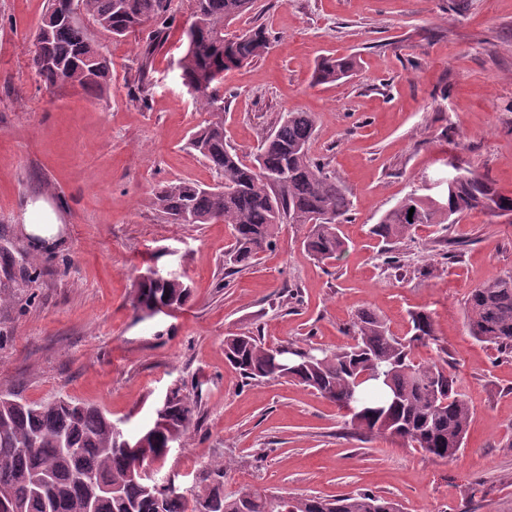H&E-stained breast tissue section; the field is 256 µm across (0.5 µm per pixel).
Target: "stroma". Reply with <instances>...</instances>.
Returning <instances> with one entry per match:
<instances>
[{"instance_id":"obj_1","label":"stroma","mask_w":512,"mask_h":512,"mask_svg":"<svg viewBox=\"0 0 512 512\" xmlns=\"http://www.w3.org/2000/svg\"><path fill=\"white\" fill-rule=\"evenodd\" d=\"M47 5L0 0V396L90 404L132 435L184 389L195 426L170 450L161 484L188 487L220 459L228 492L369 490L403 512H512V357L465 327L469 293L512 273V223L475 211L445 231L420 225L397 272L369 233L408 193L446 196L452 175L512 193V0H257L234 27L264 25L274 41L225 74L224 136L249 160L283 113H314L311 154L353 210L332 264L309 257L303 227L286 224L258 264L231 276L230 226L171 224L152 206L161 183L215 179L187 147L207 115L182 83L177 37L153 53L147 100L132 93L145 27L120 40L92 31L112 58L104 97L51 87L31 66ZM327 56L355 57L357 68L313 84ZM37 202L59 223L57 243L40 250L24 229ZM150 268L183 277L188 304L138 312L134 286ZM363 308L402 338L411 313L431 315L438 342L413 357L446 356L474 406L453 461L353 434L328 399L284 379L244 384L224 358L225 337L247 331L338 348Z\"/></svg>"}]
</instances>
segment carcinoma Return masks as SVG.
<instances>
[{
  "label": "carcinoma",
  "instance_id": "carcinoma-1",
  "mask_svg": "<svg viewBox=\"0 0 512 512\" xmlns=\"http://www.w3.org/2000/svg\"><path fill=\"white\" fill-rule=\"evenodd\" d=\"M168 2L50 0L35 36L33 68L49 86L104 95L112 60L91 41L88 25L124 38L162 17ZM193 2L191 22L182 32L186 46L179 68L182 84L208 120L192 134L188 147L208 162L219 181L163 183L153 193V206L171 224L220 220L231 225L233 241L225 262L237 269L272 248L283 224L306 227L302 245L314 259L336 260L345 249L341 224L348 221L352 204L343 184L311 156L315 117L286 113L251 164L224 139V73L262 57L272 45L262 25L228 32L255 10L256 0ZM167 37L168 31L160 29L145 46L134 88L141 99L156 45ZM354 66L351 57L326 58L312 79L333 84ZM472 211L512 214V194L500 192L486 177L463 174L442 206L411 192L371 233L387 244H400L412 239L421 224L446 228ZM190 297V286L179 278L140 277L133 306L172 311ZM465 318L475 340L512 355V274L472 290ZM411 322L413 334L402 339L380 315L362 310L345 329L351 342L343 347L288 344L296 357L290 369L279 366L275 347L251 332L225 337L224 357L247 383L287 378L316 391L347 411L355 434L399 439L449 462L465 446L474 407L448 372L447 360L414 361L413 348L436 338L428 314L417 312ZM167 400L160 427L139 431L141 446L127 448L123 430L95 406L66 399H0V512H401L398 502L370 491L330 498L251 489L226 493V468L217 459L204 464L187 495L173 481L150 485L138 477V469L165 461L172 443L184 444L196 412L195 402L180 388Z\"/></svg>",
  "mask_w": 512,
  "mask_h": 512
}]
</instances>
